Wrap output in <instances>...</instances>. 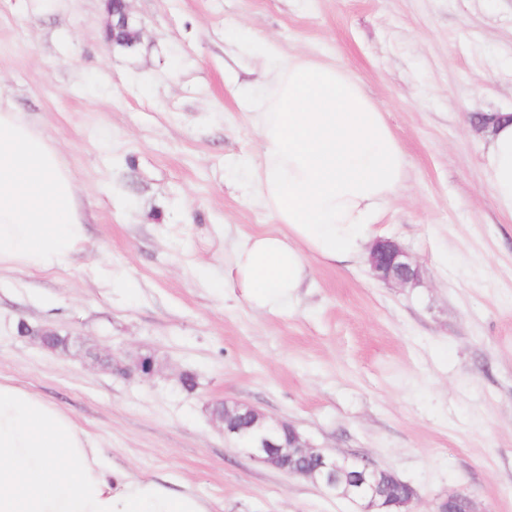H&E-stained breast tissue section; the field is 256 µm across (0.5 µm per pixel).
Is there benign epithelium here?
Returning a JSON list of instances; mask_svg holds the SVG:
<instances>
[{"mask_svg":"<svg viewBox=\"0 0 512 512\" xmlns=\"http://www.w3.org/2000/svg\"><path fill=\"white\" fill-rule=\"evenodd\" d=\"M106 9L107 28L124 32L129 47H136L139 33L127 0H106ZM369 266L374 279L389 285L404 287L420 277L419 267L408 252L390 239L376 240ZM18 331L48 348H59L60 335L54 331L34 330L24 322L19 323ZM213 418L220 424L224 437L240 445L258 463L306 479L329 494L343 496L359 506L358 512H413L412 505L418 498L414 487L409 486L408 494L402 498L388 496L391 488L408 486V482L391 470L378 469L363 459L319 448L292 424L271 419L249 405L227 404L225 409L213 411ZM459 501L466 504V512H475L473 500L465 491L449 493L435 512H451L450 505Z\"/></svg>","mask_w":512,"mask_h":512,"instance_id":"obj_1","label":"benign epithelium"}]
</instances>
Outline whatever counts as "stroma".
I'll return each mask as SVG.
<instances>
[{"mask_svg": "<svg viewBox=\"0 0 512 512\" xmlns=\"http://www.w3.org/2000/svg\"><path fill=\"white\" fill-rule=\"evenodd\" d=\"M0 0V96L72 170L86 240L60 268L0 272V377L62 408L130 475L189 484L208 512H357L224 438L214 404L412 484L512 512V221L471 115L512 112V0ZM279 55L336 64L383 110L409 178L376 220L421 270L313 263L298 307L224 295V237L271 231L247 192L259 94ZM278 55V56H279ZM58 331L68 351L20 336ZM152 357L156 372L132 371ZM106 9L110 18L106 28V39L109 30L112 28V46H116L115 32L123 31L129 41L130 49L139 43V33L135 29L131 14L128 9L127 0H105ZM112 4V8H111Z\"/></svg>", "mask_w": 512, "mask_h": 512, "instance_id": "35a3bbf8", "label": "stroma"}]
</instances>
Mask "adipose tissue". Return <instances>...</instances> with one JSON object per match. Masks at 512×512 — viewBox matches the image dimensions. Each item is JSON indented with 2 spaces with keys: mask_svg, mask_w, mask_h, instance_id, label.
<instances>
[{
  "mask_svg": "<svg viewBox=\"0 0 512 512\" xmlns=\"http://www.w3.org/2000/svg\"><path fill=\"white\" fill-rule=\"evenodd\" d=\"M271 94L250 100L260 157L252 187L276 230L237 237L224 286L259 313L293 310L311 261L367 255L373 219L404 185L407 161L359 79L302 56L268 69ZM485 169L512 218V120L491 130ZM0 512H208L176 490L117 469L60 407L0 379Z\"/></svg>",
  "mask_w": 512,
  "mask_h": 512,
  "instance_id": "ef3b65f1",
  "label": "adipose tissue"
}]
</instances>
